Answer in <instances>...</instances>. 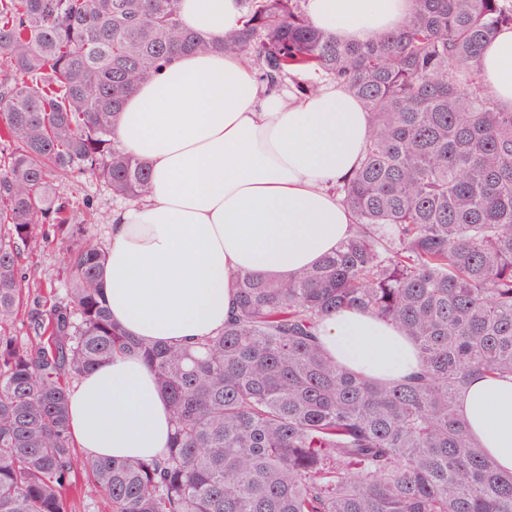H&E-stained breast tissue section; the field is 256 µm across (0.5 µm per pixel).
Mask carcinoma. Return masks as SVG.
Instances as JSON below:
<instances>
[{"mask_svg": "<svg viewBox=\"0 0 512 512\" xmlns=\"http://www.w3.org/2000/svg\"><path fill=\"white\" fill-rule=\"evenodd\" d=\"M179 0H0V512H512V473L458 410L470 377L512 375V110L476 62L512 0H412L365 43L313 25L305 0H241L242 29L214 42ZM256 53L276 87L339 81L370 115L353 175L336 187L350 238L287 279L233 278L224 328L192 345L145 342L112 323L106 250L74 223L63 179L91 173L138 199L150 171L115 144L126 97L172 58ZM38 224L71 241L69 304L24 305L22 247ZM357 308L413 342L422 365L381 381L338 365L317 324ZM137 355L166 397L173 434L154 458L88 459L68 434V390Z\"/></svg>", "mask_w": 512, "mask_h": 512, "instance_id": "carcinoma-1", "label": "carcinoma"}]
</instances>
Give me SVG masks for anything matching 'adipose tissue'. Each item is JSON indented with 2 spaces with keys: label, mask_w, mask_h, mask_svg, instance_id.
<instances>
[{
  "label": "adipose tissue",
  "mask_w": 512,
  "mask_h": 512,
  "mask_svg": "<svg viewBox=\"0 0 512 512\" xmlns=\"http://www.w3.org/2000/svg\"><path fill=\"white\" fill-rule=\"evenodd\" d=\"M315 26L348 42L394 30L412 0H306ZM182 22L210 39L243 25L240 0H180ZM484 90L512 109V29L479 60ZM370 117L332 81L301 98L271 91L243 54L177 56L132 93L116 139L144 160L151 190L113 210L102 288L127 334L187 344L224 327L230 282L287 278L335 250L352 231L334 194L358 168ZM340 365L402 380L413 343L370 313L345 309L318 328ZM479 448L512 471V376L474 378L460 401ZM72 442L89 458H142L167 447L166 401L142 359L123 355L80 376L69 392Z\"/></svg>",
  "instance_id": "obj_1"
}]
</instances>
